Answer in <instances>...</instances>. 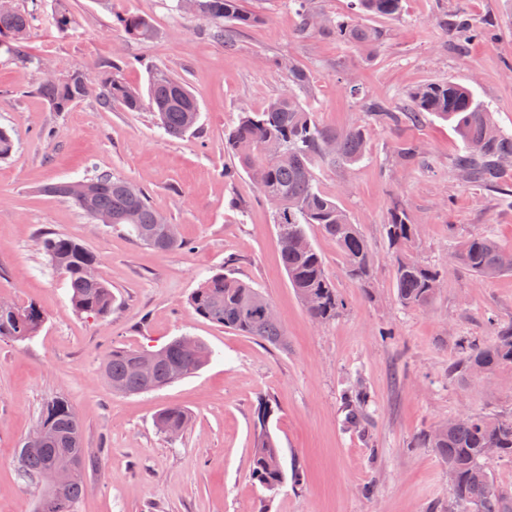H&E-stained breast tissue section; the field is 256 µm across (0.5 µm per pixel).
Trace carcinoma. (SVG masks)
Masks as SVG:
<instances>
[{"instance_id": "1", "label": "carcinoma", "mask_w": 512, "mask_h": 512, "mask_svg": "<svg viewBox=\"0 0 512 512\" xmlns=\"http://www.w3.org/2000/svg\"><path fill=\"white\" fill-rule=\"evenodd\" d=\"M245 0H195L196 13L212 24L211 35L224 39V24L236 28L250 27L264 17L244 7ZM298 4V32L307 33L318 27L336 34V38L353 46L377 47L385 39L383 31L366 26L353 18L330 20L311 10L308 0ZM54 21L60 32L74 24L67 0H53ZM355 10L362 15L393 17L403 11V0H356ZM37 9L0 12V49L18 58H26L25 40L29 36ZM116 22L133 39L146 42L154 36L152 20L136 13H117ZM457 47L483 35L467 15L457 13L451 20ZM308 77L298 68H288V91L271 99L259 110L240 112L238 122L224 132V149L237 160L238 167L251 180L259 198L275 200L273 222L278 229L280 257L288 281L310 319L318 324L336 318L343 307L336 288L328 279L323 258L306 232V225L316 224L336 242L346 261L348 276L360 286L369 287L372 254L358 225L351 222L336 198L320 189L317 165L350 166L366 154V141L358 128L337 132L323 127L293 91L302 88ZM89 83L81 71L69 72L39 86L40 94L53 110L65 112L88 95ZM407 112H429L451 124L463 142V153L454 169L466 181L484 187L498 188L512 159V136L495 123L492 112L475 97L473 91L454 82L429 83L406 92ZM99 99L110 106L121 105L129 112L148 106L158 124L171 137L179 138L197 123L198 99L189 87L164 68L151 71L148 98L113 73L100 82ZM88 182L95 185L92 196L84 201L68 194L67 183L47 187V192L70 200L90 218L97 213L112 215V223L129 225L130 233L145 246L157 250H178L185 246L172 224L156 222L158 212L143 191L134 184L101 173ZM384 231L395 252L394 283L396 297L404 308L426 305L434 296L432 281L445 276L443 269L418 260L412 252L416 225L399 204L389 212ZM44 250L51 264L61 270L71 293V303L78 313L104 319L112 314V289L93 275L97 257L79 243L59 235L44 240ZM456 263L477 277L490 279L512 272V251L484 233H475L454 251ZM264 296L251 284L216 273L200 283L190 295L193 313L205 320L270 345L288 347V338L279 320L258 313ZM40 308L29 305L13 311L0 310V340L33 339L44 323ZM462 360L449 368L463 375L478 367L496 370L512 367V322L497 324L495 339L486 345L463 346ZM152 357L151 369L138 371L133 360ZM212 352L202 342L193 356H186L175 338L156 350L114 349L103 363V375L115 392L134 395L157 390L176 383L198 371L211 359ZM348 402L354 403L347 424L356 427L365 419L370 396L355 391ZM275 412L272 401L259 403L255 417L256 434L250 460L251 479L268 491H276L286 480L280 450L268 429ZM189 413L178 407L162 410L157 426L167 433L182 432ZM40 423L46 427L44 442L19 451V469L28 482L41 485L36 512H71L85 488L86 454L83 448L82 424L68 403L57 399L48 404ZM448 464L452 480L456 512L471 503L474 512H512V494L499 489L491 479L487 463L492 459L512 460V420L491 415H472L420 438ZM59 464L72 465L68 482L57 487L52 470Z\"/></svg>"}]
</instances>
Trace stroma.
<instances>
[{"mask_svg": "<svg viewBox=\"0 0 512 512\" xmlns=\"http://www.w3.org/2000/svg\"><path fill=\"white\" fill-rule=\"evenodd\" d=\"M76 23L55 26L43 6L24 64L0 53V128L13 153L0 160V300L37 305L45 322L30 341H0V512H34L39 490L17 469L22 440L45 406L63 399L77 413L88 459L86 490L74 512H450L448 467L420 437L448 419L494 414L512 419V368L450 375L461 341L490 343L488 316L512 321V273L483 280L451 256L474 232L512 250V196L465 182L452 168L463 143L448 123L401 113L407 91L430 82L472 87L498 127L512 134V0H403L401 16L363 17L384 43L361 49L335 35L297 32L293 0H247L262 24L213 39L208 22L172 11V0H69ZM464 10L487 36L456 50L445 22ZM118 12L151 18L141 42L117 24ZM302 68L298 95L318 121L361 128L367 155L349 167H318L320 188L358 224L373 258L371 287L346 274L335 242L306 231L344 309L318 325L307 316L281 264L269 207L247 175L233 171L224 131L241 109L263 107L288 87L281 61ZM167 68L199 101L196 126L173 138L149 109L105 106L89 94L57 112L37 88L47 71L86 70L92 82L120 70L146 89ZM391 111L382 119L365 108ZM416 149L425 161L400 157ZM101 172L142 189L186 246L161 251L136 242L124 224H101L45 186ZM418 226L415 254L445 268L425 306L396 299L395 259L384 233L393 203ZM92 251L115 302L95 319L74 311L64 277L48 262L45 235ZM251 283L270 299L288 333L281 349L193 314L188 299L215 272ZM194 336L212 361L170 386L139 395L112 391L102 377L116 348L156 350ZM371 396L362 428L351 429L346 398ZM276 402L269 428L286 480L270 492L252 482L255 410ZM177 406L191 420L178 437L156 414Z\"/></svg>", "mask_w": 512, "mask_h": 512, "instance_id": "1", "label": "stroma"}]
</instances>
